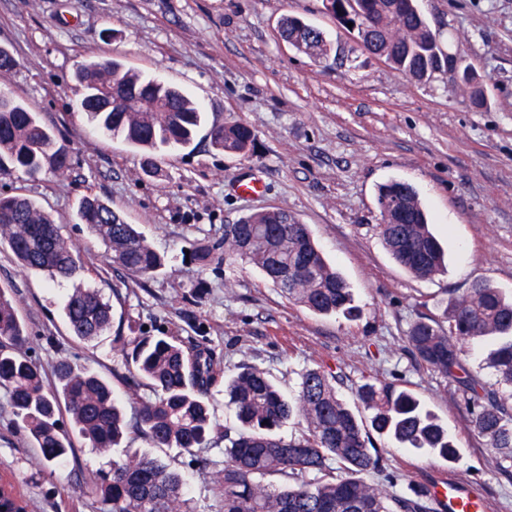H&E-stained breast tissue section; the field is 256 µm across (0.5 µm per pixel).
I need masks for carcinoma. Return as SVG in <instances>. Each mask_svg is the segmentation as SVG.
I'll use <instances>...</instances> for the list:
<instances>
[{"label": "carcinoma", "instance_id": "1", "mask_svg": "<svg viewBox=\"0 0 512 512\" xmlns=\"http://www.w3.org/2000/svg\"><path fill=\"white\" fill-rule=\"evenodd\" d=\"M330 2L342 28L353 23L351 31L364 51L415 80L446 74L448 65L458 61L442 51L439 33L415 0ZM281 37L314 58L331 51L324 33L297 16L283 18ZM76 81L82 90L79 111L99 133L140 150L143 169L152 176L160 173L157 157L191 148L205 120L200 104L181 89L157 75L127 71L114 58L94 57L81 64ZM461 81L469 86L472 103L484 105L475 72L464 68ZM256 140L253 128L239 121L211 132L214 149L244 157L254 153ZM47 164L59 171L67 167V155L55 147L51 130L28 103L0 93V175H39ZM377 205L382 223L376 232L396 263L419 278L441 272L444 251L416 190L391 180L379 186ZM77 219L124 272L144 280L164 267V257L137 226L100 197H84ZM0 235L27 273L57 281L73 278L80 268L76 250L53 216L27 196L0 197ZM213 251L214 246L200 243L191 259L206 267ZM224 259L255 267L315 314L350 315L354 310L350 285L328 264L307 225L286 210L253 212L224 225ZM63 312L71 334L87 342L112 322V307L95 288H74ZM446 319L444 326L424 314L417 317L406 332L408 349L418 364L457 383L473 432L512 463V296L478 279L465 297L450 303ZM480 338L495 342L490 367L497 384L511 389L507 396L466 363L463 344ZM27 343L14 300L0 286V386L9 389L13 415L39 448L43 464L62 462L73 452L71 437L59 428L63 409L88 447L112 453L110 469L93 484L104 512H189L179 474L156 458L129 457L119 448L129 433L156 448L192 453L207 447L216 429L209 396L221 379L236 416V426L224 429V468L216 476L224 512H429L430 500L421 487L400 496L365 479L383 470L384 457L343 400L340 376L327 365L305 370L297 394L288 398L256 368L225 377L223 360L207 348L185 346L168 336L135 337L125 361L147 382L151 397L135 402L129 416L111 385L91 368L61 359L48 373L28 359ZM358 396L379 436L450 463L458 459L453 438L412 392L377 378L361 385ZM294 415L305 423L302 433L280 437L277 430ZM269 477L282 484L266 482ZM0 512H26L8 484H0Z\"/></svg>", "mask_w": 512, "mask_h": 512}]
</instances>
